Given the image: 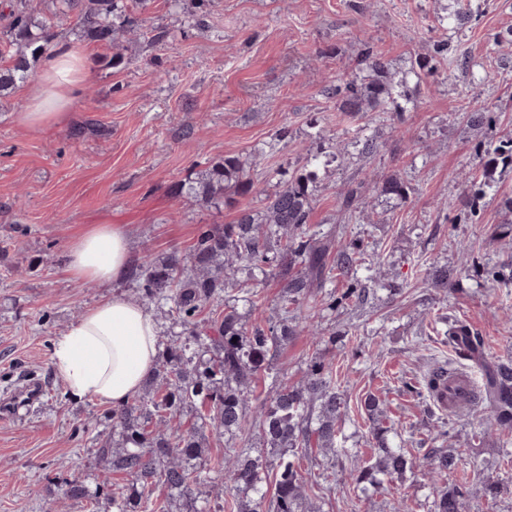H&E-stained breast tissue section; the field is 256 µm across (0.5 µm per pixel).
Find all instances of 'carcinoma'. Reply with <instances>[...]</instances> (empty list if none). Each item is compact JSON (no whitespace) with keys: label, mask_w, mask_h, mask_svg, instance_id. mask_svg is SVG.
Returning <instances> with one entry per match:
<instances>
[{"label":"carcinoma","mask_w":512,"mask_h":512,"mask_svg":"<svg viewBox=\"0 0 512 512\" xmlns=\"http://www.w3.org/2000/svg\"><path fill=\"white\" fill-rule=\"evenodd\" d=\"M148 2L59 0V12L39 18L28 0H15L0 37V55L10 58V65L0 68V96L32 76V62L52 48L60 23L70 17L88 39L113 49L112 65L122 64L121 42L142 26L134 11L146 10ZM366 60L369 78L355 77L325 89L342 112L356 116L387 111L394 90L387 63L371 48ZM505 158L512 161V139L485 148L478 164L487 174ZM319 164L318 156L308 157V169L282 179L278 190L266 196L250 177L247 159L228 154L182 187L186 195L207 204L262 195L266 204L259 212L240 210L232 224L200 225L196 242L185 254L173 251L134 266L132 280L140 297L171 320V326L159 336L156 370L144 390L108 412L112 434L96 449L100 476L93 484L75 473L61 479L65 497L85 501L91 512H224V505L202 487L226 480L238 495V512H316L308 494L311 473L302 464L313 458L315 448L336 453L347 411L336 374L319 356L311 358L302 382L281 379L257 406L259 455L229 447L217 467L206 470L203 461L210 437L233 439L249 432L253 384L273 370L278 351L304 332L318 342L316 311H332L338 301L347 305L364 297L366 289L349 288L339 298L331 292L318 309L313 306L316 294L337 274L381 264L379 257L357 247L333 251L335 230L309 224L314 168ZM373 188L400 200L408 194L395 177L376 181ZM365 191L364 181L348 187L339 196L340 209L364 214ZM271 275L279 281L278 315L249 326L226 298L225 288L233 284L242 300L253 304L259 279ZM448 344L479 366L477 395L483 413L511 430L512 360H485L483 338L461 320L450 324ZM455 374L443 366L431 369L426 376L429 394ZM431 466L436 476L446 479L458 468V458L451 450L436 449ZM412 468V459L390 447L387 429L379 426L373 429L368 461L351 471L350 480L366 490L381 484L384 476ZM114 473L125 475L127 484L112 485ZM162 489L166 500L161 505L154 494ZM463 497L461 486H446L435 497L433 512H462Z\"/></svg>","instance_id":"cac0c4a2"}]
</instances>
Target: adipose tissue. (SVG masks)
I'll return each mask as SVG.
<instances>
[{"label": "adipose tissue", "mask_w": 512, "mask_h": 512, "mask_svg": "<svg viewBox=\"0 0 512 512\" xmlns=\"http://www.w3.org/2000/svg\"><path fill=\"white\" fill-rule=\"evenodd\" d=\"M89 50L57 44L44 57L38 81L22 91L27 101L19 125L39 132L59 126L80 97ZM129 231L123 224H95L75 235L65 250V270L76 280L122 282L130 268ZM160 329L136 301L116 293L84 313L54 345L53 368L71 397L120 407L151 376Z\"/></svg>", "instance_id": "ef3b65f1"}]
</instances>
